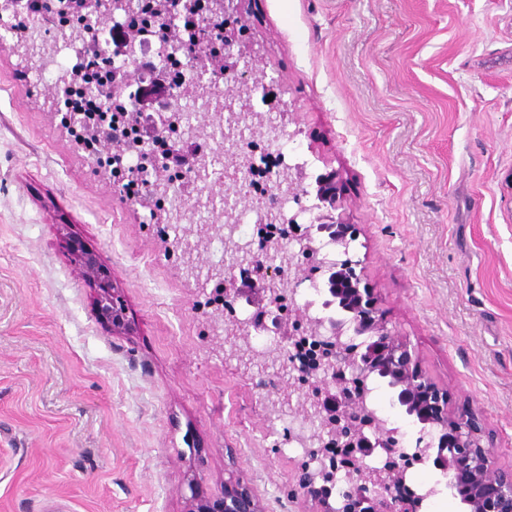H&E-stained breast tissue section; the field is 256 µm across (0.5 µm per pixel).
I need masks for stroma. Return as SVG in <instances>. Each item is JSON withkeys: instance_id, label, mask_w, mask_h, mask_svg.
Listing matches in <instances>:
<instances>
[{"instance_id": "obj_1", "label": "stroma", "mask_w": 512, "mask_h": 512, "mask_svg": "<svg viewBox=\"0 0 512 512\" xmlns=\"http://www.w3.org/2000/svg\"><path fill=\"white\" fill-rule=\"evenodd\" d=\"M251 75L293 115L303 184L340 174L358 261L420 366L512 466V0H247ZM55 84L0 49V512H185L235 468L265 512L303 449L279 366L225 354L145 210L60 131ZM92 254L126 332L74 265Z\"/></svg>"}]
</instances>
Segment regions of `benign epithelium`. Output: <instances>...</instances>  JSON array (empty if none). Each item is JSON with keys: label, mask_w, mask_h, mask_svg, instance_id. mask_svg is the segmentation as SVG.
<instances>
[{"label": "benign epithelium", "mask_w": 512, "mask_h": 512, "mask_svg": "<svg viewBox=\"0 0 512 512\" xmlns=\"http://www.w3.org/2000/svg\"><path fill=\"white\" fill-rule=\"evenodd\" d=\"M244 0H207L206 15H199V0H154L156 17L185 15L200 17L190 32L188 45L196 50L193 59L206 61L211 54L199 50L212 43L213 31L224 41V58L212 68L215 80L229 79L234 91L225 95V109L241 112L247 123L262 127L265 115L255 109L253 94L256 81L238 70L240 59L253 53L238 38ZM68 6L84 16L126 10L125 0H68ZM174 28L162 24L130 27L125 31L124 44H137L148 50L153 44L169 41ZM170 73L147 65L132 73L112 75V96L128 103L126 112L112 122L109 129L100 126L89 132L93 141L112 137V152L129 149L128 129L140 128L149 121L148 113L176 109L179 96L169 95ZM201 157L192 149L181 146L171 156L152 158L144 165L149 179L145 192L132 206L152 210L158 224L167 222L164 212L155 207V198L168 193V178L172 165L184 171L192 170ZM233 169L235 191L243 206L252 203L255 177L267 185V198L277 204L281 186L295 196L305 195L302 168H279L271 171L256 162V155L234 143L228 156ZM318 203L313 215L317 232L328 243L348 248L349 227L333 212L341 208L337 194L336 173L331 172L317 181ZM297 239L302 258L289 257L288 276L296 282L300 269L331 270L326 282L329 299L326 307L335 311L325 317L298 311L302 322L295 325L284 317L281 298L267 284L281 271L266 264L260 255L270 249H280ZM251 244L257 245L259 256L239 269L219 267L215 281L224 284V344L239 360L256 357L250 346L237 343L256 330L276 336V347L266 351L272 355L284 352L288 356L289 376L283 389L276 393L277 401L303 388L306 417L318 421L319 427L301 435L308 444L307 459L298 465L297 482L302 496L310 504L307 512H419L422 503L438 494L436 487L413 491L406 486L405 449L399 447V429L389 426L371 404L373 388L386 383L392 401L422 425L429 441L415 451L422 463L433 466L446 478V487L462 505V512H512V468L505 469L495 460L493 449L483 444L481 429L470 413L450 407L448 389L438 386L419 369L408 344L395 337L388 322L379 313L370 289L361 286L356 272L358 263L345 259L326 261L321 253L324 243L293 217H284L278 224H258ZM75 263L86 279L99 284L98 302L102 315L111 321L113 329H128L120 295L110 280L104 277L96 260L80 248L73 249ZM244 301L253 310V320L243 322L235 314L233 304ZM191 497L186 512H265L251 486L229 474L224 480V496L207 500L195 484H190Z\"/></svg>", "instance_id": "7a95c632"}]
</instances>
